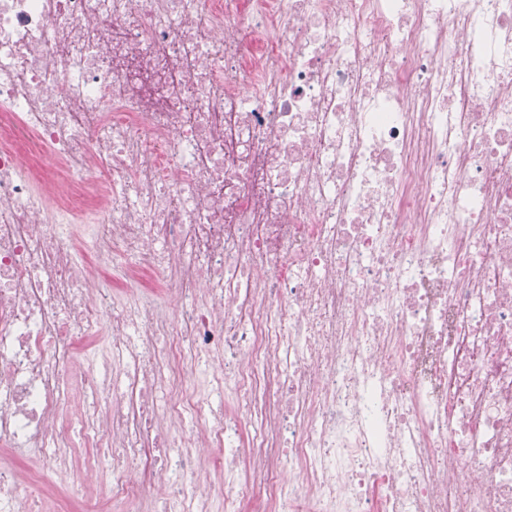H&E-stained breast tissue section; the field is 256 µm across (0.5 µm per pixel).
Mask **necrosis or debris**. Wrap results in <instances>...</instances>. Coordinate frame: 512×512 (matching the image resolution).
Here are the masks:
<instances>
[{"label":"necrosis or debris","mask_w":512,"mask_h":512,"mask_svg":"<svg viewBox=\"0 0 512 512\" xmlns=\"http://www.w3.org/2000/svg\"><path fill=\"white\" fill-rule=\"evenodd\" d=\"M92 218L79 242L64 227ZM112 512H512V0H0V446ZM220 369L216 394L186 382ZM300 470L301 483L283 469ZM108 345L105 333L97 336L90 344L84 347L82 354L77 358V366L83 370H107L112 375L120 376L122 366L117 362L108 360ZM74 447L64 448L70 462V471L66 475L63 482L52 477V490L47 501L42 503L45 512H61L60 493L64 490V494H68V488L77 486L81 481V468L87 459H94L99 469L103 472L107 471L110 466V458L106 452V448H84L81 445V436L76 430L73 435Z\"/></svg>","instance_id":"4bbe7bcc"}]
</instances>
